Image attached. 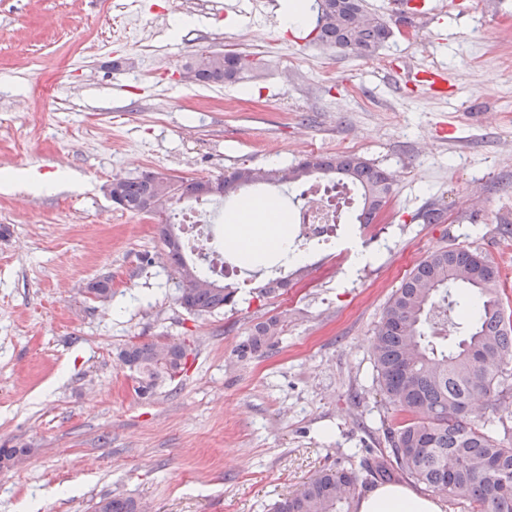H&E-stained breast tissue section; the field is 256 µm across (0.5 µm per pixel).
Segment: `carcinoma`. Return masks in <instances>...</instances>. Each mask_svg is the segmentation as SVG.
Masks as SVG:
<instances>
[{
	"instance_id": "carcinoma-1",
	"label": "carcinoma",
	"mask_w": 512,
	"mask_h": 512,
	"mask_svg": "<svg viewBox=\"0 0 512 512\" xmlns=\"http://www.w3.org/2000/svg\"><path fill=\"white\" fill-rule=\"evenodd\" d=\"M317 11L312 41L355 57H370L394 34L381 15L370 13L364 0H314ZM196 81L233 84L260 68L247 54L212 53V60L195 66ZM333 179L360 192L356 224H373L392 193L390 173L357 154L310 155L298 163L264 169L240 167L222 176L215 194L201 192V181L182 180L180 193L196 199L235 194L246 183L283 185L305 180ZM161 187L155 172L112 181L118 207L141 213ZM422 224H441L442 209L422 207L414 216ZM159 232L166 257L178 275L177 301L188 313L210 315L235 303L237 289L209 277L185 258L172 223ZM488 256L466 247H445L419 261L392 294L374 330L372 354L380 391L395 413L409 418L383 424L388 447L378 450L370 476L390 480L407 476L453 503L464 499L473 512H512V444L490 434L488 425L504 423L499 416L509 387L503 364L512 359V320L504 311L497 266L483 275L477 259ZM281 332V320L256 324L238 347L245 358L270 346ZM189 350L185 343L136 342L122 347L118 359L133 373L140 396L172 382L184 371ZM361 485L357 472L328 469L304 484L296 494L271 505V512H350ZM95 512H140L138 502L120 496L103 497Z\"/></svg>"
}]
</instances>
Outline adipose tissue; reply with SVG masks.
<instances>
[{"label": "adipose tissue", "instance_id": "obj_1", "mask_svg": "<svg viewBox=\"0 0 512 512\" xmlns=\"http://www.w3.org/2000/svg\"><path fill=\"white\" fill-rule=\"evenodd\" d=\"M224 249L236 256L256 259L268 254L287 257L288 226L278 200H244L224 226ZM358 512H441L437 499L409 487L387 485L360 498Z\"/></svg>", "mask_w": 512, "mask_h": 512}]
</instances>
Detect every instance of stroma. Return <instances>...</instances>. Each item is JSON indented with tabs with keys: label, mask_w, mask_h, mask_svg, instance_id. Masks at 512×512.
<instances>
[{
	"label": "stroma",
	"mask_w": 512,
	"mask_h": 512,
	"mask_svg": "<svg viewBox=\"0 0 512 512\" xmlns=\"http://www.w3.org/2000/svg\"><path fill=\"white\" fill-rule=\"evenodd\" d=\"M209 0L174 13L139 0L144 47L112 38L97 0H0V512H94L120 495L151 512H268L326 467L360 466L386 441L374 329L402 280L435 249L476 248L499 268L512 315V0H366L393 37L370 58L283 26L280 0ZM412 28L414 40L403 37ZM261 61L235 84L183 81L199 50ZM357 154L398 172L371 231L338 240L358 267L312 246L294 287L260 294L239 267L235 305L209 316L178 303L156 221L115 208V177L215 178L306 154ZM60 174L31 188L25 175ZM432 204L443 224H421ZM112 280L89 300L86 284ZM283 320L261 353L236 350L258 322ZM185 341L175 382L135 394L117 351Z\"/></svg>",
	"instance_id": "35a3bbf8"
}]
</instances>
